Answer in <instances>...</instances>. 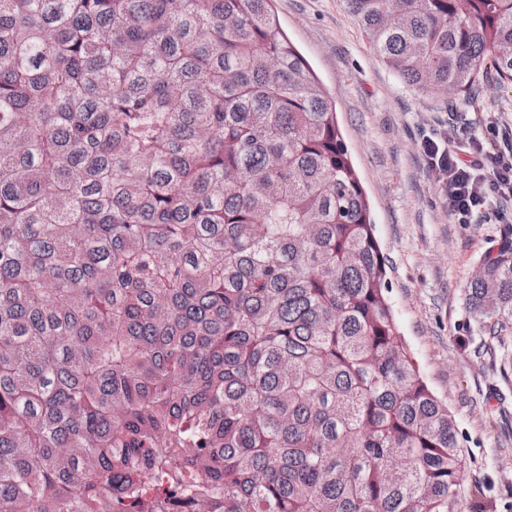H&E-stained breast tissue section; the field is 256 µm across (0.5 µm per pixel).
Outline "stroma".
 Returning <instances> with one entry per match:
<instances>
[{"mask_svg": "<svg viewBox=\"0 0 512 512\" xmlns=\"http://www.w3.org/2000/svg\"><path fill=\"white\" fill-rule=\"evenodd\" d=\"M284 31L330 94L371 204L388 298L431 389L448 404L463 453V512H512V337L476 324L464 287L504 226L512 197L459 221L425 156L428 140L512 152V88L489 81L438 102L414 92L370 50L346 0H273Z\"/></svg>", "mask_w": 512, "mask_h": 512, "instance_id": "35a3bbf8", "label": "stroma"}]
</instances>
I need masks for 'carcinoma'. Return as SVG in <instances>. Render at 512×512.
Segmentation results:
<instances>
[{
    "label": "carcinoma",
    "instance_id": "carcinoma-1",
    "mask_svg": "<svg viewBox=\"0 0 512 512\" xmlns=\"http://www.w3.org/2000/svg\"><path fill=\"white\" fill-rule=\"evenodd\" d=\"M348 4L420 94L512 84V0ZM388 288L271 0H0V512H460Z\"/></svg>",
    "mask_w": 512,
    "mask_h": 512
}]
</instances>
